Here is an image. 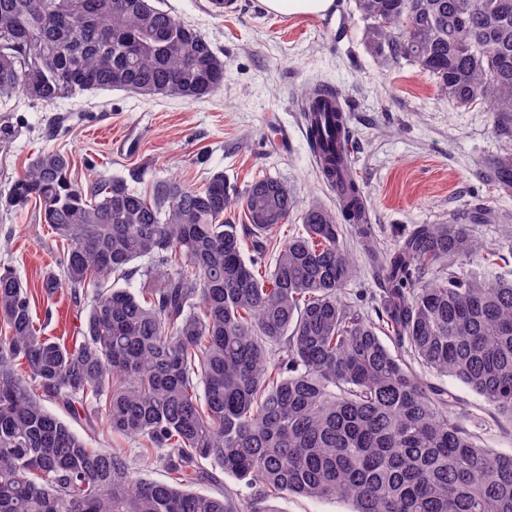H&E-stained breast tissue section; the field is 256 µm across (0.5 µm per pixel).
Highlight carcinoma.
<instances>
[{"mask_svg":"<svg viewBox=\"0 0 512 512\" xmlns=\"http://www.w3.org/2000/svg\"><path fill=\"white\" fill-rule=\"evenodd\" d=\"M355 2L379 64L417 67L458 107L487 105L512 139V0ZM223 85L210 43L155 0H0V97L154 89L195 102ZM332 95L300 92L338 207L311 199L275 250L297 202L272 177L239 195L222 172L201 188L84 187L69 155L48 150L10 184L7 203L38 206L68 245L42 296L64 283L92 296L68 346L37 328L28 284L0 271V512H238L228 494L137 476L125 450L88 447L45 400L104 416L187 481L209 475L203 460L246 478L258 504L288 492L351 512H512V453L480 447L455 396L413 369L454 378L512 427V278L464 270L500 256L475 232L496 214L476 207L379 247ZM489 179L512 194V152ZM237 206L247 223L227 217ZM345 223L378 284L375 319L346 297L357 266Z\"/></svg>","mask_w":512,"mask_h":512,"instance_id":"cac0c4a2","label":"carcinoma"}]
</instances>
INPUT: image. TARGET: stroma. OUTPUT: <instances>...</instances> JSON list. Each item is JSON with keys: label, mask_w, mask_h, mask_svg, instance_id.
Wrapping results in <instances>:
<instances>
[{"label": "stroma", "mask_w": 512, "mask_h": 512, "mask_svg": "<svg viewBox=\"0 0 512 512\" xmlns=\"http://www.w3.org/2000/svg\"><path fill=\"white\" fill-rule=\"evenodd\" d=\"M161 7L191 25L224 62V86L214 96L187 103L122 90L87 91L51 104L22 94L0 98V269L28 284L58 269L66 249L41 223L39 211L6 202L9 184L42 150L67 153L81 185L142 173L145 181L172 178L202 186L223 173L237 189L269 176L292 186L299 202L337 204L319 178L306 136L298 91L318 83L344 100L350 162L365 195L381 246L416 224H440L480 204L498 221L478 229L499 240L508 255L496 274H512V195L497 191L483 171L512 140L499 136L486 106L459 108L429 74L408 63L382 69L362 41L354 0H336L323 18L274 16L259 0H235L218 15L208 0H161ZM90 290L60 288L52 300L36 299L43 334L71 344L79 337ZM422 377L453 392L466 425L481 447L512 453V428L501 426L485 402L452 377L417 366ZM58 414L89 447L122 448L141 476L170 481L160 455L141 459L138 445L56 403Z\"/></svg>", "instance_id": "stroma-1"}]
</instances>
